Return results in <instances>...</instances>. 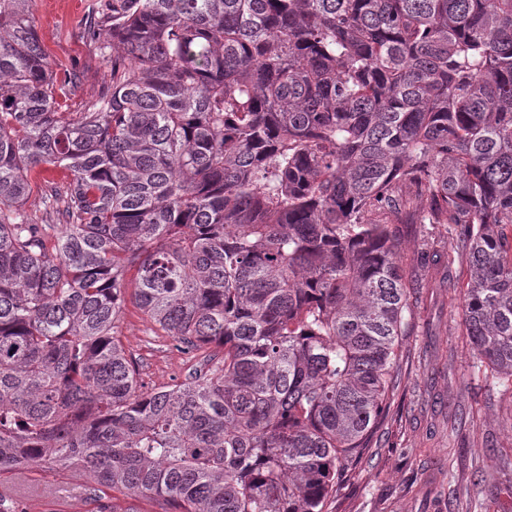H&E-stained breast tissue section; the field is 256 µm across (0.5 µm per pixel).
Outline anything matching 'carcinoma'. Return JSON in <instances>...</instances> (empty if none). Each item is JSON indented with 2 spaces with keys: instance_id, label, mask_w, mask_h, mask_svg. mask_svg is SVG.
<instances>
[{
  "instance_id": "1",
  "label": "carcinoma",
  "mask_w": 512,
  "mask_h": 512,
  "mask_svg": "<svg viewBox=\"0 0 512 512\" xmlns=\"http://www.w3.org/2000/svg\"><path fill=\"white\" fill-rule=\"evenodd\" d=\"M31 3L0 0V472L328 512L407 335L390 215L448 231L466 336L512 381V0H105L81 112ZM129 298L204 369L145 388Z\"/></svg>"
}]
</instances>
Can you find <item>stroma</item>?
<instances>
[{"instance_id": "obj_1", "label": "stroma", "mask_w": 512, "mask_h": 512, "mask_svg": "<svg viewBox=\"0 0 512 512\" xmlns=\"http://www.w3.org/2000/svg\"><path fill=\"white\" fill-rule=\"evenodd\" d=\"M100 0H34L43 47L57 72H76L67 100L82 111L109 83L110 66L82 35ZM409 281L428 276L412 302L401 381L376 445L348 473L332 512H512V389L492 376L471 348L463 326L462 294L443 283L450 247L444 230L399 227ZM118 337L149 388L184 380L192 360L154 335L134 304H126ZM494 472L483 481L485 472ZM74 473L66 468L0 473L22 512H99L89 494L57 496Z\"/></svg>"}]
</instances>
